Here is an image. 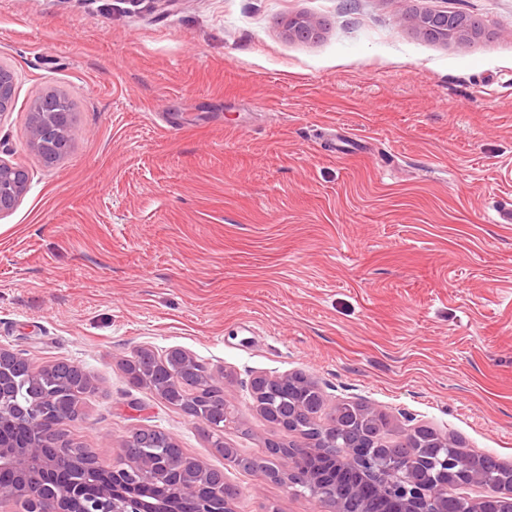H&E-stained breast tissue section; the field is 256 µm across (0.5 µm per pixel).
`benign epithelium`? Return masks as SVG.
Wrapping results in <instances>:
<instances>
[{
  "label": "benign epithelium",
  "mask_w": 512,
  "mask_h": 512,
  "mask_svg": "<svg viewBox=\"0 0 512 512\" xmlns=\"http://www.w3.org/2000/svg\"><path fill=\"white\" fill-rule=\"evenodd\" d=\"M417 30L424 36L435 40L465 39L477 33L478 28L468 21L466 14L447 10L419 12L412 16ZM323 32V22L305 16H297L288 21V35L294 38L317 39ZM14 76L12 72L0 66V112L8 111L12 103ZM59 94L49 93L34 101L30 108L28 122V148L38 154L45 162L53 163L67 150V143L61 142L53 148L56 139L72 123L69 111H47L46 104L51 100H61ZM28 189V175L21 167L0 158V215L11 211L23 198ZM165 375L159 385L158 393L166 397L176 390L180 400L190 416L202 426L212 421H222L228 417L227 399L213 401L208 405L207 413L198 408L202 399L203 384L208 382L225 387L224 369L210 370L198 362L189 352L173 349L169 352V362L164 364ZM44 369L33 366L17 354L0 349V500L8 499L18 504L19 512H69L71 499L81 495L83 481L74 480L68 487L51 490L46 493L49 484L45 479L59 466L71 462L75 448L62 441L47 450L37 433L39 411L46 402L42 395L41 379ZM28 383L32 391V401L23 407L16 403L18 382ZM297 381L313 391L319 390L317 383L300 374L268 375L261 374L252 381V391L265 395L272 394ZM58 382L72 389L90 385L85 374L73 365H67ZM307 414L312 424L314 436L298 434L288 447L294 453L287 463L279 468L256 470L264 480L290 485H306L314 490L319 500L329 508V512H349L346 500L336 497L332 487L336 479H325L309 474L304 470L303 460L306 453L314 448H322L347 462H359L367 467L373 478L382 482L390 494L403 506V512H448V500L454 493L448 488V480L460 482L457 472L452 469L440 470V481L429 472L415 475L403 473V467L393 464L382 467L377 464L370 448L378 447L377 433L367 430L378 410L367 404L363 414L356 421L364 426L345 448H338L330 439V432L338 426L334 421H324L319 415L305 408L288 409L284 412L267 415L277 426L288 432H294L293 424L298 412ZM25 426L29 429L26 441L17 445L7 436L6 430ZM135 436H130L125 447L129 448L126 465L120 470H112L113 481L125 482L131 475L153 480L161 478L171 484L173 493L191 492L202 504V512H234V499L228 485L212 474V470L198 465L189 471L183 461L174 458L160 471L156 465L146 460L134 448ZM167 503L142 501L139 499H118L108 490H101L97 496L87 501L85 512H172Z\"/></svg>",
  "instance_id": "benign-epithelium-1"
}]
</instances>
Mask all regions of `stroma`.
Segmentation results:
<instances>
[{
	"instance_id": "stroma-1",
	"label": "stroma",
	"mask_w": 512,
	"mask_h": 512,
	"mask_svg": "<svg viewBox=\"0 0 512 512\" xmlns=\"http://www.w3.org/2000/svg\"><path fill=\"white\" fill-rule=\"evenodd\" d=\"M480 36L431 40L413 14ZM325 21L288 37L291 17ZM15 72L0 158V348L90 379L69 440L112 466L172 436L238 489L236 512H324L233 467L124 362L179 348L226 374L244 456L288 442L257 375L301 373L512 462V0H0ZM75 105L72 147H27L29 109ZM351 139L331 155L327 138ZM411 19L420 33L435 40L465 39L479 29L468 21L466 14L455 11H424L416 13ZM28 189V175L21 167L0 158V215L11 211Z\"/></svg>"
}]
</instances>
